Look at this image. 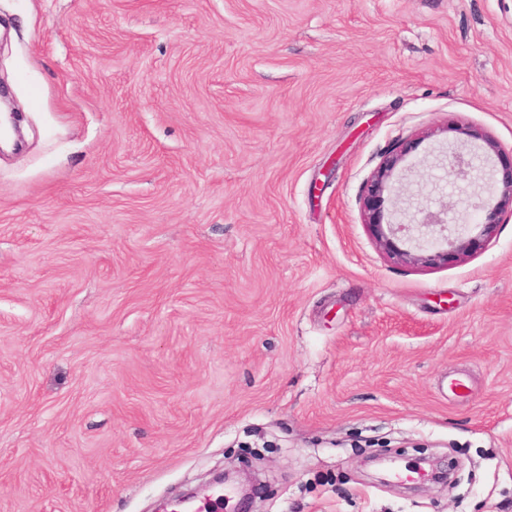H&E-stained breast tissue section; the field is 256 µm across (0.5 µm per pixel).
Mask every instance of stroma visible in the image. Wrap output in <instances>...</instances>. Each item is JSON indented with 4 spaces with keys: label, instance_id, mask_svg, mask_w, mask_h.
<instances>
[{
    "label": "stroma",
    "instance_id": "35a3bbf8",
    "mask_svg": "<svg viewBox=\"0 0 512 512\" xmlns=\"http://www.w3.org/2000/svg\"><path fill=\"white\" fill-rule=\"evenodd\" d=\"M0 85V512H512V219L361 210L414 138L459 197L447 121L512 157V0H0ZM416 146L417 142H406L371 174L361 199L363 224L372 240L397 262L434 267L469 259L491 240L498 224L512 218V161L502 164L499 179L492 174L486 195L473 204L479 213L477 224L451 232L447 204L435 209L421 191L410 195L411 168L404 162ZM407 200L411 202L403 208Z\"/></svg>",
    "mask_w": 512,
    "mask_h": 512
}]
</instances>
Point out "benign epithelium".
I'll return each instance as SVG.
<instances>
[{
	"mask_svg": "<svg viewBox=\"0 0 512 512\" xmlns=\"http://www.w3.org/2000/svg\"><path fill=\"white\" fill-rule=\"evenodd\" d=\"M448 133L455 134L459 146L448 152L442 166L453 182L467 187L477 178L479 153L466 145L481 141L485 152L495 154L498 146L460 120L433 129L427 136ZM416 146L415 142L405 143L384 157L371 174L362 195L363 224L389 258L404 264L434 267L469 259L486 246L499 224L512 218V162L502 164L501 177L489 179L486 195L473 204L479 213L477 223L451 232L447 210L460 209L465 199L435 209L422 192L410 194V167L404 162Z\"/></svg>",
	"mask_w": 512,
	"mask_h": 512,
	"instance_id": "obj_1",
	"label": "benign epithelium"
}]
</instances>
